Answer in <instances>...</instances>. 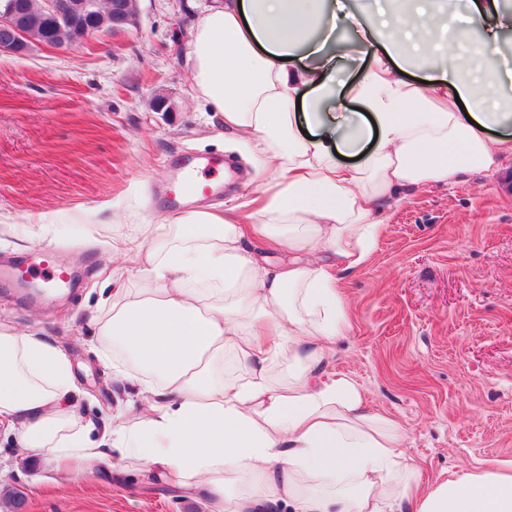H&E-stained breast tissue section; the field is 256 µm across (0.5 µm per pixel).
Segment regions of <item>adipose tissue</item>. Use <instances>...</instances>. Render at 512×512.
Masks as SVG:
<instances>
[{"mask_svg": "<svg viewBox=\"0 0 512 512\" xmlns=\"http://www.w3.org/2000/svg\"><path fill=\"white\" fill-rule=\"evenodd\" d=\"M376 3L216 0L197 18L195 96L272 173L249 217L232 198L172 215L175 235L140 224L113 242L96 341L139 365L112 370L141 396L137 419L85 422L67 354L0 325V422L25 457L69 474L133 464L208 512H512V469L423 482L406 428L327 369L350 328L341 280L369 261L394 202L512 158L502 0ZM340 25L372 55L351 82L320 38ZM253 242L288 257L266 266Z\"/></svg>", "mask_w": 512, "mask_h": 512, "instance_id": "ef3b65f1", "label": "adipose tissue"}]
</instances>
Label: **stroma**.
<instances>
[{"mask_svg": "<svg viewBox=\"0 0 512 512\" xmlns=\"http://www.w3.org/2000/svg\"><path fill=\"white\" fill-rule=\"evenodd\" d=\"M211 0H139L138 28L67 49L0 54V259L35 264L64 254L79 288L28 299L0 279V319L65 347L88 418L112 420L126 396L112 383L120 355L91 347L105 312L99 289L114 267L112 241L135 225L164 223L154 201L190 153L220 159L221 193L194 202L220 208L261 184L248 154L195 98L186 59L197 17ZM176 109L152 111L156 94ZM101 210L103 221L83 215ZM59 223L27 238L28 220ZM351 329L330 367L371 394L372 411L409 431L405 448L424 479L512 466V161L454 186L432 183L396 203L368 263L341 282ZM23 492L24 512H207L138 472L64 479L22 458L0 432V512Z\"/></svg>", "mask_w": 512, "mask_h": 512, "instance_id": "1", "label": "stroma"}]
</instances>
